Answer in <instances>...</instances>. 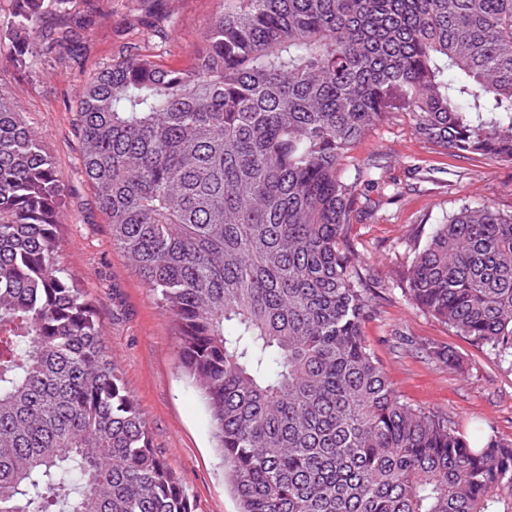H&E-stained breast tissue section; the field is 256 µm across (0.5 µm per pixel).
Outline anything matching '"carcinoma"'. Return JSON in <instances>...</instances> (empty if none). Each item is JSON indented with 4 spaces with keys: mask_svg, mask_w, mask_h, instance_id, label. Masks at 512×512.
Returning a JSON list of instances; mask_svg holds the SVG:
<instances>
[{
    "mask_svg": "<svg viewBox=\"0 0 512 512\" xmlns=\"http://www.w3.org/2000/svg\"><path fill=\"white\" fill-rule=\"evenodd\" d=\"M18 0L27 54L46 9ZM402 102L457 157L512 162V0H224L187 70L112 60L79 96L84 173L178 328L240 512H512V442L403 401L363 336L355 142ZM61 178L0 95V512H193L55 263ZM512 365V214L465 204L401 278Z\"/></svg>",
    "mask_w": 512,
    "mask_h": 512,
    "instance_id": "carcinoma-1",
    "label": "carcinoma"
}]
</instances>
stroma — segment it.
Listing matches in <instances>:
<instances>
[{
    "mask_svg": "<svg viewBox=\"0 0 512 512\" xmlns=\"http://www.w3.org/2000/svg\"><path fill=\"white\" fill-rule=\"evenodd\" d=\"M223 7L224 0H71L70 17L83 23L76 54L41 57L19 69L8 36L16 0H0V93L17 101L63 178L57 262L95 305L105 348L147 420L152 445L185 483L196 512H239V506L207 406L181 366L176 325L112 246L111 227L82 172L75 119L82 87L114 59L136 53L166 69L188 68ZM347 163L377 164L383 181L402 189L384 204L381 188L358 184L368 212L350 228L375 308L363 334L388 380L402 400L446 414L462 432L489 422L512 440V366L412 307L398 287L408 255L432 224L469 203L512 213V164L442 154L417 136L404 111L357 142ZM431 346L453 349L459 368L430 357Z\"/></svg>",
    "mask_w": 512,
    "mask_h": 512,
    "instance_id": "stroma-1",
    "label": "stroma"
}]
</instances>
